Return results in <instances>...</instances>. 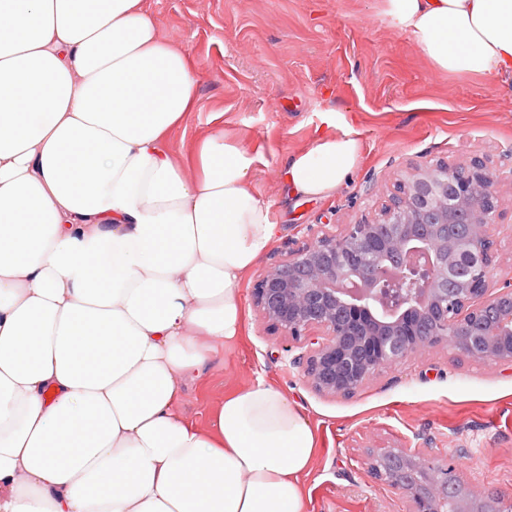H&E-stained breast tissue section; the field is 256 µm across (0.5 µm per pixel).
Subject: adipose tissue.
Returning a JSON list of instances; mask_svg holds the SVG:
<instances>
[{
    "label": "adipose tissue",
    "mask_w": 512,
    "mask_h": 512,
    "mask_svg": "<svg viewBox=\"0 0 512 512\" xmlns=\"http://www.w3.org/2000/svg\"><path fill=\"white\" fill-rule=\"evenodd\" d=\"M378 2L436 69L512 81V0ZM199 80L145 0H0V512H304L316 439L280 391L205 429L176 411L276 233L247 140L172 151ZM335 123L289 155L291 196L357 169Z\"/></svg>",
    "instance_id": "adipose-tissue-1"
}]
</instances>
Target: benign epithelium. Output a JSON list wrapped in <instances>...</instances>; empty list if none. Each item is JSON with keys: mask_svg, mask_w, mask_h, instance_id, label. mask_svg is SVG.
Wrapping results in <instances>:
<instances>
[{"mask_svg": "<svg viewBox=\"0 0 512 512\" xmlns=\"http://www.w3.org/2000/svg\"><path fill=\"white\" fill-rule=\"evenodd\" d=\"M470 216L461 236L452 222ZM498 176L480 158L413 169L370 217L306 226V242L266 266L250 290L269 329L301 349L292 363L317 393L350 397L383 368L445 343L512 365V270L494 278L503 218ZM429 440L369 446L367 473L400 512H512V500L464 477L455 448Z\"/></svg>", "mask_w": 512, "mask_h": 512, "instance_id": "benign-epithelium-1", "label": "benign epithelium"}]
</instances>
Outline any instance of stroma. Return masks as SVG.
I'll list each match as a JSON object with an SVG mask.
<instances>
[{
  "label": "stroma",
  "instance_id": "stroma-1",
  "mask_svg": "<svg viewBox=\"0 0 512 512\" xmlns=\"http://www.w3.org/2000/svg\"><path fill=\"white\" fill-rule=\"evenodd\" d=\"M159 32L200 69L198 108L170 135L187 154L213 132L260 152L253 188L271 205L280 233L268 265L305 240L308 224H349L379 202L387 176L458 154L483 157L503 181L512 210V86L435 69L413 39L378 16V0H147ZM362 116L356 172L323 200L289 196L282 168L306 146L323 113ZM247 274L239 338L185 382L180 414L205 426L224 396L256 381L295 403L317 438L301 478L305 512H396L363 465L362 441L384 446L419 434L434 454L457 446L466 475L512 498V366L485 364L435 347L382 369L355 395L323 397L304 383L288 342L267 331Z\"/></svg>",
  "mask_w": 512,
  "mask_h": 512
}]
</instances>
